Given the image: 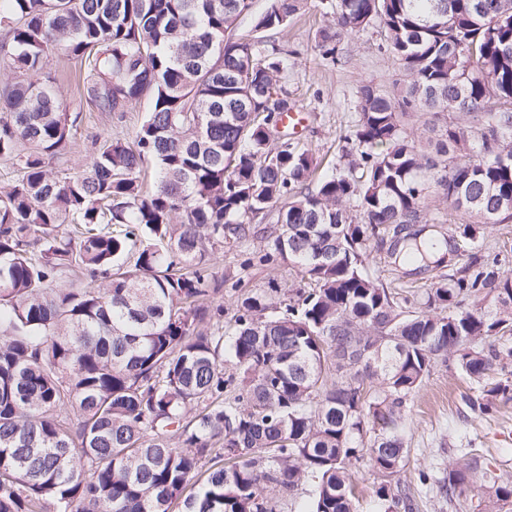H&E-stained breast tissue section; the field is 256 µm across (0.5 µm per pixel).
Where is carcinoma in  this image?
Wrapping results in <instances>:
<instances>
[{"mask_svg": "<svg viewBox=\"0 0 512 512\" xmlns=\"http://www.w3.org/2000/svg\"><path fill=\"white\" fill-rule=\"evenodd\" d=\"M304 2L270 0L254 30ZM252 4L0 0V512H279L300 494L302 512H358L356 468L385 512H415L413 486L455 509L475 476L399 479L401 424L439 365L479 385L474 413L512 401V347L483 345L512 333V276L481 256L512 222V0L329 4L322 55L377 22L404 79L358 86L344 164L316 182L312 150L272 137L288 50L235 34ZM57 54L95 111L147 102L132 141L94 136L78 171ZM434 204L463 220L430 265L402 251ZM272 214L263 260L310 287L243 296L226 323L209 256ZM373 246L438 281L391 291ZM480 480L485 512H512V481Z\"/></svg>", "mask_w": 512, "mask_h": 512, "instance_id": "carcinoma-1", "label": "carcinoma"}]
</instances>
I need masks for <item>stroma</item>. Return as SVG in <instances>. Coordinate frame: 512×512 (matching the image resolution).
Wrapping results in <instances>:
<instances>
[{
	"instance_id": "1",
	"label": "stroma",
	"mask_w": 512,
	"mask_h": 512,
	"mask_svg": "<svg viewBox=\"0 0 512 512\" xmlns=\"http://www.w3.org/2000/svg\"><path fill=\"white\" fill-rule=\"evenodd\" d=\"M327 0H307L300 15L283 32L274 35L276 44L288 49V67L281 76L296 111L306 113L307 122L296 138L315 153L318 175L339 166L344 139L353 128V92L359 82H368L384 91H393L401 78L397 61L387 48L380 25L370 26L359 38L342 40L339 60L323 59L316 33L327 24ZM58 63L48 71L59 80L61 96L69 111L81 113L83 136L69 159L81 166L89 159V138L94 134L132 138L146 110L145 103L129 111L110 115L93 111L73 93L70 82L59 79ZM264 244L252 238L243 247H228L212 255L209 271L219 284L215 304L232 316L238 297L281 289L299 288L303 282L297 270L285 262L263 261ZM475 385L464 377L434 369L417 394L405 421L409 438L406 472L429 465L444 469L461 461V449L471 456L492 460L498 470L512 478V401L499 404L496 412L479 416L461 402Z\"/></svg>"
}]
</instances>
